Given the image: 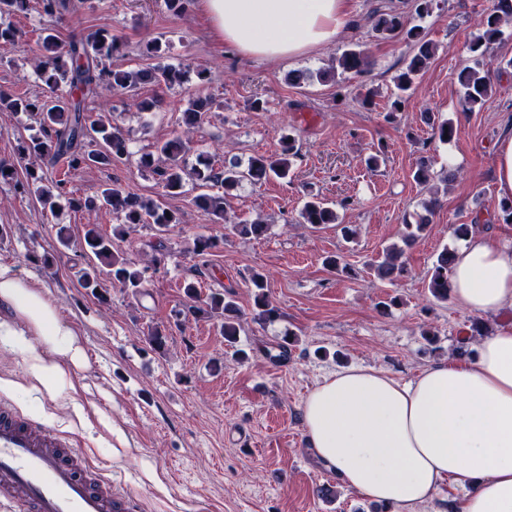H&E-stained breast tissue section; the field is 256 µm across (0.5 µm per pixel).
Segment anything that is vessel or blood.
<instances>
[{
	"instance_id": "vessel-or-blood-1",
	"label": "vessel or blood",
	"mask_w": 512,
	"mask_h": 512,
	"mask_svg": "<svg viewBox=\"0 0 512 512\" xmlns=\"http://www.w3.org/2000/svg\"><path fill=\"white\" fill-rule=\"evenodd\" d=\"M75 448L10 405L0 404V512H139Z\"/></svg>"
}]
</instances>
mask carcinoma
<instances>
[{"mask_svg":"<svg viewBox=\"0 0 512 512\" xmlns=\"http://www.w3.org/2000/svg\"><path fill=\"white\" fill-rule=\"evenodd\" d=\"M44 13L58 18L70 10L68 0H42ZM512 19V0H494L492 9L484 18V31L469 46V52L475 56L474 66L460 72L459 82L463 90V100L468 108L482 107L490 99L492 84L489 71L485 70L486 58L501 35L500 27L504 20ZM374 30L385 37L403 30L401 17L392 13L374 11ZM406 37L413 43L414 54L405 62L395 78L399 95L391 101L393 112L401 110L404 100L402 94L408 91L417 76L433 54L431 43L416 29L406 31ZM120 42L106 29L97 30L84 38L61 41L54 29L47 28L41 37V59L37 65V75L48 88L44 99H30L26 96L0 92V112H31L40 117L44 136L23 144L18 151L15 163H0V183L9 184L16 189H28L39 185L40 196L49 200L53 195L67 198L74 209L89 207V202L71 196L68 181L64 178L46 185L47 178L25 165L27 156L35 154L52 166L69 173L83 167H106L128 154L126 139L119 127L105 124H91L86 115L85 102L89 97H107L112 92L134 88L140 84H164L168 87L180 85L186 78L181 67L157 65L150 69H109L104 60L112 58L119 50ZM342 71L355 74L368 72V57L361 51L348 50L339 60ZM213 100L206 95H197L189 100L184 112L186 124L191 125L202 119L211 110ZM187 151V142L179 134L166 140L157 152L164 156L163 167L155 165L154 154L140 157L139 167L153 171L159 183L168 194H178L184 186L186 171L183 156ZM298 156L295 139L286 134L281 137L280 149L271 155H258L251 158L247 168L243 169L236 160L224 161V169L214 173L212 165L205 164L192 172L195 181L206 186L220 183L221 195L201 194L197 196V205L213 216L216 222L226 220L224 201L237 190L245 180L262 182L271 177L288 178L293 158ZM101 195L112 211L123 217V224L133 227L138 224H151L159 231H165L173 224L181 223L174 211L153 201L140 200L128 195L122 189L108 186ZM299 217L303 223L319 228L325 224L337 223L336 210L324 200L313 197L307 200ZM429 218L419 217L415 224H405L404 247L410 246L418 235L424 232ZM231 230L242 238H258L264 235L268 227L254 221L250 224H233ZM124 229L115 228L112 234L102 232L97 224L85 227L84 246L87 256L96 259L110 269L113 283L133 295H139L148 281L149 267L139 266L130 258L120 257L113 252L112 237L123 235ZM404 247L393 246L386 249L383 262L375 267L378 278L394 281L407 272L402 261ZM452 272V258L448 251L438 254L428 288L438 300L448 299V283ZM256 291L253 295L254 319L271 320L277 315V309L264 291L263 277L255 273L251 278ZM81 287L95 294L102 284L97 266L88 265L83 272ZM184 293L191 300H200V292L193 282L183 285ZM202 301V300H200ZM199 311L223 319L221 331L228 346H234L241 330L239 310L232 292L212 293L202 301Z\"/></svg>","mask_w":512,"mask_h":512,"instance_id":"cac0c4a2","label":"carcinoma"}]
</instances>
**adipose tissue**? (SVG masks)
<instances>
[{"label":"adipose tissue","instance_id":"adipose-tissue-1","mask_svg":"<svg viewBox=\"0 0 512 512\" xmlns=\"http://www.w3.org/2000/svg\"><path fill=\"white\" fill-rule=\"evenodd\" d=\"M213 38L269 66L310 56L352 20L351 0H197ZM453 301L504 321L472 357L435 361L410 382L355 366L325 375L304 402L306 445L337 479L397 512H422L445 483L455 512H512V247L474 236L455 254ZM0 342L49 395L78 394L86 360L48 289L0 267Z\"/></svg>","mask_w":512,"mask_h":512}]
</instances>
